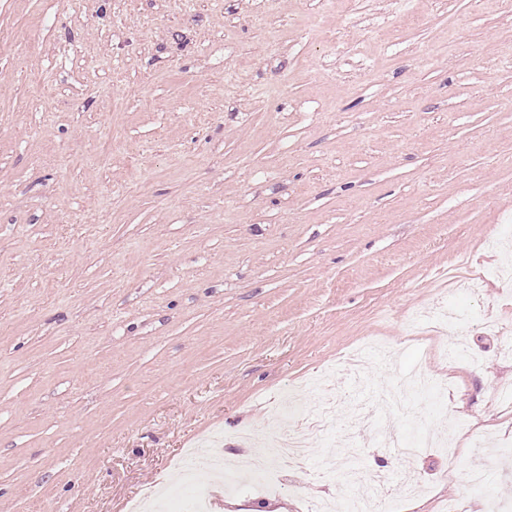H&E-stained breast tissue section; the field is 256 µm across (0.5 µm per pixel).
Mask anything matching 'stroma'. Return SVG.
<instances>
[{
  "mask_svg": "<svg viewBox=\"0 0 512 512\" xmlns=\"http://www.w3.org/2000/svg\"><path fill=\"white\" fill-rule=\"evenodd\" d=\"M512 7L503 0H0V512H130L187 452L246 450L288 389L368 341L375 387L454 380L447 458L311 441L276 493L212 512H345L322 455L381 473L394 512H443L512 441ZM446 296L466 353L411 324ZM495 315L498 333L478 313Z\"/></svg>",
  "mask_w": 512,
  "mask_h": 512,
  "instance_id": "obj_1",
  "label": "stroma"
}]
</instances>
